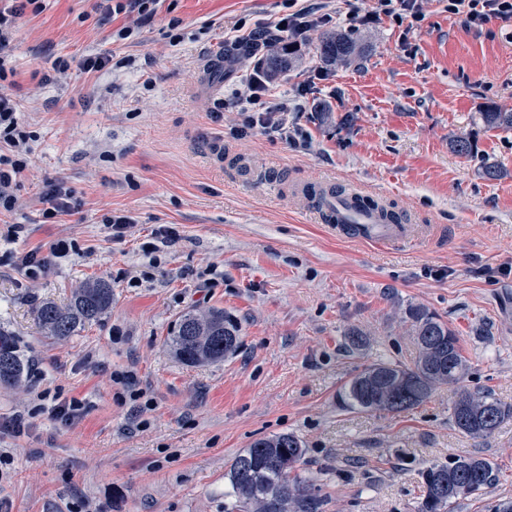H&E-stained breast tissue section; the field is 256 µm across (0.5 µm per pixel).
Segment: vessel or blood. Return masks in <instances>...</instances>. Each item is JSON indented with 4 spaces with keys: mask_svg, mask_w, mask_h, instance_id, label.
Listing matches in <instances>:
<instances>
[{
    "mask_svg": "<svg viewBox=\"0 0 512 512\" xmlns=\"http://www.w3.org/2000/svg\"><path fill=\"white\" fill-rule=\"evenodd\" d=\"M320 205L329 228L341 237L383 245L404 234V225L390 224L377 214L364 212L356 197L340 199L328 194Z\"/></svg>",
    "mask_w": 512,
    "mask_h": 512,
    "instance_id": "b4317fda",
    "label": "vessel or blood"
}]
</instances>
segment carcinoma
Here are the masks:
<instances>
[{
  "instance_id": "obj_1",
  "label": "carcinoma",
  "mask_w": 512,
  "mask_h": 512,
  "mask_svg": "<svg viewBox=\"0 0 512 512\" xmlns=\"http://www.w3.org/2000/svg\"><path fill=\"white\" fill-rule=\"evenodd\" d=\"M358 50L344 35L326 33L317 47L320 57L345 63ZM489 129H512V112L494 107L481 113ZM112 306V288L104 280L76 289L68 303L44 301L35 308L38 325L46 335L65 340L86 324L98 321ZM411 324L417 355L410 366L373 362L352 377L343 391L344 404L358 411L398 413L421 404L444 386H456L453 418L458 430L472 438L491 434L512 417V406H504L491 393L467 388L469 373L459 336L435 312L421 305L405 310ZM171 351L183 363L196 365L221 361L240 347L239 324L222 309L206 314L187 312L179 317L167 338ZM33 369L14 335L0 330V384L14 386ZM306 449L293 433L262 437L234 456L226 478L231 498L229 512H326L327 500L303 470ZM423 494L418 512H450L452 504L484 492L496 483L495 463L480 455L457 457L447 463H432L420 473Z\"/></svg>"
}]
</instances>
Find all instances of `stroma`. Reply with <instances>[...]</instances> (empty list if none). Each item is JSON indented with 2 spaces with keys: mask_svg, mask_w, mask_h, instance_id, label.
<instances>
[{
  "mask_svg": "<svg viewBox=\"0 0 512 512\" xmlns=\"http://www.w3.org/2000/svg\"><path fill=\"white\" fill-rule=\"evenodd\" d=\"M91 0H48L18 18L12 42L20 87L17 117L30 132L19 206L0 215V326L32 357L33 377L0 386V422L34 411L29 434L0 436L5 512H224L230 460L258 438L294 433L304 470L329 512H418L426 464L479 454L499 478L451 512H491L512 498V418L490 436L463 435L443 387L400 413L343 406L345 384L366 365L412 364L416 348L400 322L408 304L438 313L470 361L466 384L512 405V130L486 128L488 107L512 112V22L468 26L446 0H425L405 29L382 19L352 30L363 48L349 64L323 63L312 28L292 66L261 104H302L290 124L296 146L262 133L230 136L234 101L213 123L205 60L224 57L232 92L252 61L225 41L283 11L282 0H162L135 38L112 33L125 15L98 22ZM186 37L169 38L171 19ZM90 54L116 66L83 71ZM70 61L66 78L35 73ZM473 141L472 154L452 151ZM501 176L485 179L484 165ZM64 181L81 206L59 223L41 218L45 184ZM325 181L358 189L406 214L410 232L386 246L336 237L296 194ZM135 223L125 241L105 223ZM175 242L144 256L152 230ZM58 239L71 248L48 272L28 277L10 252ZM215 268L202 287L200 272ZM101 278L112 307L76 336H45L35 307L65 301ZM221 308L241 326L240 348L189 366L166 340L184 313ZM368 334L349 352L346 335ZM132 372L149 400L134 403L112 376ZM85 404L62 426L37 413L38 389Z\"/></svg>",
  "mask_w": 512,
  "mask_h": 512,
  "instance_id": "35a3bbf8",
  "label": "stroma"
}]
</instances>
